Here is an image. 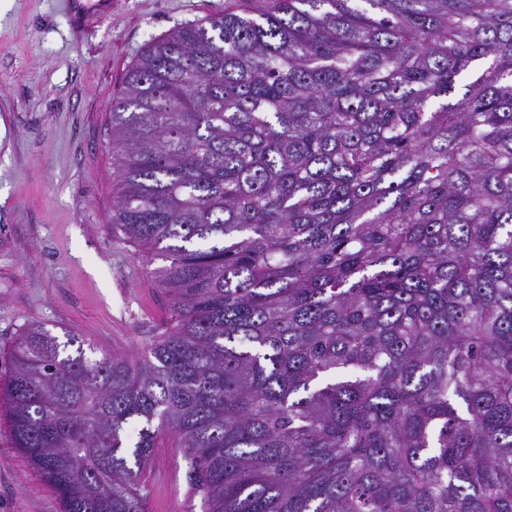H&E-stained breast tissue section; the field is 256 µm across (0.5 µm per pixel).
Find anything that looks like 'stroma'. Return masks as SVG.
Masks as SVG:
<instances>
[{
  "label": "stroma",
  "mask_w": 512,
  "mask_h": 512,
  "mask_svg": "<svg viewBox=\"0 0 512 512\" xmlns=\"http://www.w3.org/2000/svg\"><path fill=\"white\" fill-rule=\"evenodd\" d=\"M224 3L112 0L79 33L60 0H0V393L31 322L130 359L164 330L167 299L112 224V100L151 38ZM142 482L146 512H206L174 441L155 448ZM0 512H63L1 402Z\"/></svg>",
  "instance_id": "stroma-1"
}]
</instances>
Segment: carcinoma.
Here are the masks:
<instances>
[{"instance_id": "obj_1", "label": "carcinoma", "mask_w": 512, "mask_h": 512, "mask_svg": "<svg viewBox=\"0 0 512 512\" xmlns=\"http://www.w3.org/2000/svg\"><path fill=\"white\" fill-rule=\"evenodd\" d=\"M248 2L112 100L168 326L24 328L16 448L64 512H145L163 436L207 512H512V0Z\"/></svg>"}]
</instances>
